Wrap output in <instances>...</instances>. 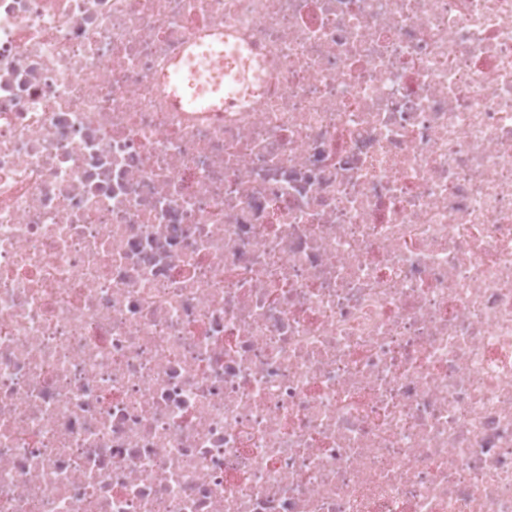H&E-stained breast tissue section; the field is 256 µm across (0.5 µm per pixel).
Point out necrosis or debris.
Listing matches in <instances>:
<instances>
[{
	"instance_id": "1",
	"label": "necrosis or debris",
	"mask_w": 512,
	"mask_h": 512,
	"mask_svg": "<svg viewBox=\"0 0 512 512\" xmlns=\"http://www.w3.org/2000/svg\"><path fill=\"white\" fill-rule=\"evenodd\" d=\"M0 512H512V0H0ZM239 46L229 39L219 43L200 47L189 56V63L193 70L203 74L211 81L210 90L205 94L184 95L178 88V77L167 78L166 85L170 87V98L173 104L181 109L192 112H226L235 110L239 104V97L232 91L224 92V80L215 71L226 54H236ZM213 76L211 80L209 76Z\"/></svg>"
}]
</instances>
